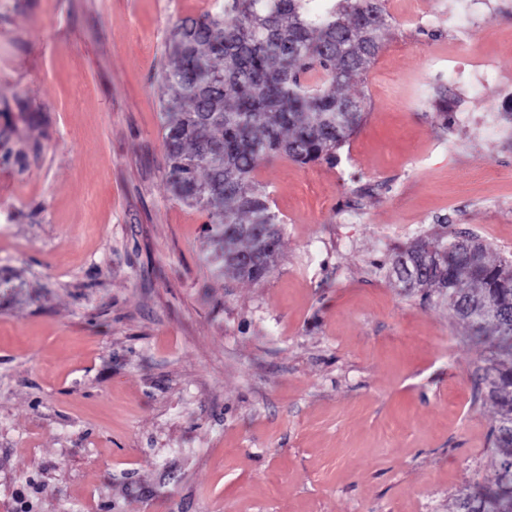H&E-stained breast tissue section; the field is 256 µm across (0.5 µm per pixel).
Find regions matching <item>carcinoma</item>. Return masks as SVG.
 Instances as JSON below:
<instances>
[{
    "mask_svg": "<svg viewBox=\"0 0 512 512\" xmlns=\"http://www.w3.org/2000/svg\"><path fill=\"white\" fill-rule=\"evenodd\" d=\"M384 0H222L178 24L162 74L163 139L172 197L207 212L211 258L239 280L259 282L275 265L282 220L255 171L276 157L334 164L360 125L364 101L343 93L363 81L384 45ZM459 232L394 252L397 281L435 290L489 339L477 387L498 408L490 437L495 487L465 493L456 512H512V255L488 260L454 246Z\"/></svg>",
    "mask_w": 512,
    "mask_h": 512,
    "instance_id": "1",
    "label": "carcinoma"
}]
</instances>
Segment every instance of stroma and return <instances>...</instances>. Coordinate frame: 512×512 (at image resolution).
I'll list each match as a JSON object with an SVG mask.
<instances>
[{
    "label": "stroma",
    "instance_id": "obj_1",
    "mask_svg": "<svg viewBox=\"0 0 512 512\" xmlns=\"http://www.w3.org/2000/svg\"><path fill=\"white\" fill-rule=\"evenodd\" d=\"M413 2H384L336 164L258 167L283 238L252 283L163 144L167 42L217 0H0V512H453L494 486L488 349L383 264L459 229L512 254V0L470 29ZM463 43L497 81L449 82Z\"/></svg>",
    "mask_w": 512,
    "mask_h": 512
}]
</instances>
